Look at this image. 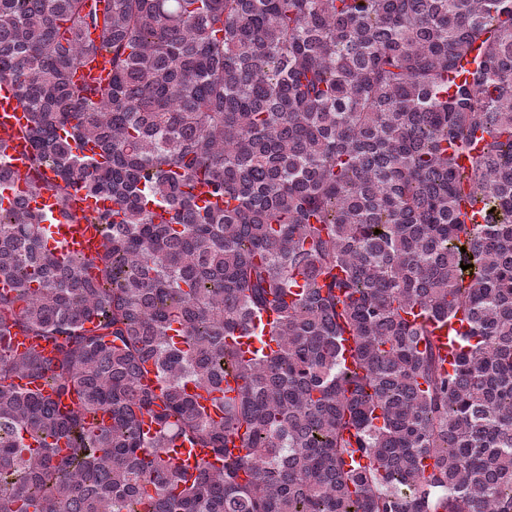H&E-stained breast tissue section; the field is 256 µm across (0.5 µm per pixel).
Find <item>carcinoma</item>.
Listing matches in <instances>:
<instances>
[{
	"mask_svg": "<svg viewBox=\"0 0 512 512\" xmlns=\"http://www.w3.org/2000/svg\"><path fill=\"white\" fill-rule=\"evenodd\" d=\"M2 82L113 208L0 207V512H512V0H0ZM111 76L112 69L109 56L105 51H100L94 58L77 69L73 80L78 84L84 81L106 82ZM27 206L42 212L48 219L47 245L67 253H78L92 258L101 250L102 238L95 224L70 223L61 213L60 205L50 192L27 197ZM30 349H35L45 356L51 355L53 345L36 336H12L10 341V350L15 354L24 353Z\"/></svg>",
	"mask_w": 512,
	"mask_h": 512,
	"instance_id": "obj_1",
	"label": "carcinoma"
}]
</instances>
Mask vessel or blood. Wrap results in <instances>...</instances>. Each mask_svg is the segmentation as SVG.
<instances>
[{
	"label": "vessel or blood",
	"mask_w": 512,
	"mask_h": 512,
	"mask_svg": "<svg viewBox=\"0 0 512 512\" xmlns=\"http://www.w3.org/2000/svg\"><path fill=\"white\" fill-rule=\"evenodd\" d=\"M111 76L109 57L102 51L77 69L74 81L78 84L86 81L105 82ZM29 123L30 115L20 104L14 89L10 85L0 84V153L7 156L11 172L9 179L0 183V206L5 208L10 207L17 193L25 189L31 147L21 132ZM27 205L46 216L48 247L66 254L78 253L88 258L95 257L100 251L102 238L97 225L69 222L51 193L44 192L28 197ZM10 349L16 354L34 349L48 356L53 351V345L36 336H15L10 341Z\"/></svg>",
	"instance_id": "obj_1"
}]
</instances>
